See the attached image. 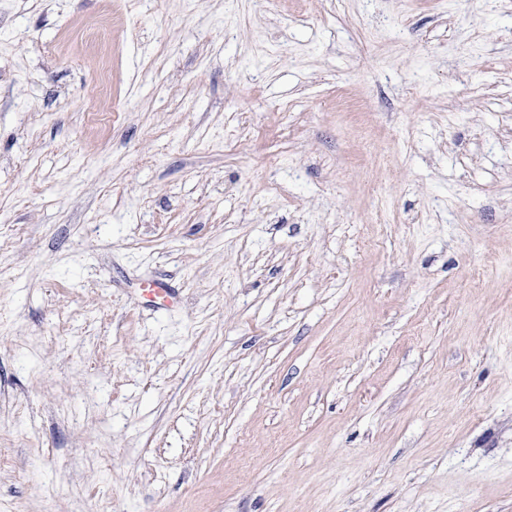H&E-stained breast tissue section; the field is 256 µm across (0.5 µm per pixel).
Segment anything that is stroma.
<instances>
[{
    "mask_svg": "<svg viewBox=\"0 0 512 512\" xmlns=\"http://www.w3.org/2000/svg\"><path fill=\"white\" fill-rule=\"evenodd\" d=\"M0 512H512V0H0Z\"/></svg>",
    "mask_w": 512,
    "mask_h": 512,
    "instance_id": "1",
    "label": "stroma"
}]
</instances>
